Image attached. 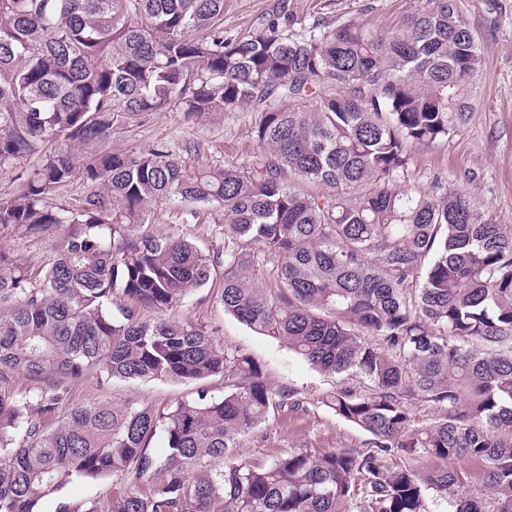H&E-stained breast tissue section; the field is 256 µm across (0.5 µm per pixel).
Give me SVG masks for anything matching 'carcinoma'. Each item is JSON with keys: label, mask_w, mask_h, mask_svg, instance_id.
Here are the masks:
<instances>
[{"label": "carcinoma", "mask_w": 512, "mask_h": 512, "mask_svg": "<svg viewBox=\"0 0 512 512\" xmlns=\"http://www.w3.org/2000/svg\"><path fill=\"white\" fill-rule=\"evenodd\" d=\"M223 18L224 0H0V169L21 168L0 228L68 225L37 269L0 249V379L38 382L0 390V512L108 474L107 502L55 512H431L437 499L512 512V227L463 189L407 184L413 153L468 122L480 39L454 0H424L390 31L298 26L282 9L228 38ZM245 104L260 152L240 169L190 174L165 145L112 149L122 118ZM76 181L78 204L52 203ZM163 203L220 206L224 253L155 232ZM218 268L224 312L362 381L321 404L371 447L235 459L239 436L301 401L205 325L165 317ZM91 374L221 377L224 394L69 404ZM424 457L445 465L419 470Z\"/></svg>", "instance_id": "carcinoma-1"}]
</instances>
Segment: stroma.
Segmentation results:
<instances>
[{"instance_id":"1","label":"stroma","mask_w":512,"mask_h":512,"mask_svg":"<svg viewBox=\"0 0 512 512\" xmlns=\"http://www.w3.org/2000/svg\"><path fill=\"white\" fill-rule=\"evenodd\" d=\"M282 3L287 4L289 16L302 24L320 20L333 27L351 20L386 30L418 9L423 0H224L225 35L246 34L259 17L271 14ZM456 7L484 48L482 71L473 88L475 110L460 135L415 152L411 182L431 191L438 185H459L463 174H471L469 188L486 216L494 223L512 226V0H456ZM258 120V113L246 108L190 117L174 106L118 126L112 145L125 151L167 145L192 173L214 165L239 167L259 150L254 133ZM150 221L161 231L177 232L213 250L224 245V215L216 208L201 211L193 220L185 218L182 207L162 204L154 208ZM57 244L54 237L35 239L19 229H0V247L35 267L53 256ZM169 316H189L216 328L224 346L251 355L263 365L274 386L299 392L302 404L298 409L275 411L265 424L240 438L239 461L267 462L288 448L319 453L367 447L368 434L320 403L321 396L340 383V376L312 368L286 343L260 335L225 313L213 302L209 289L196 291ZM201 386L215 397L224 392L219 377L200 384L114 380L105 385L91 377L72 384L68 398L73 404L94 398L114 405L132 401L160 407L193 402Z\"/></svg>"}]
</instances>
